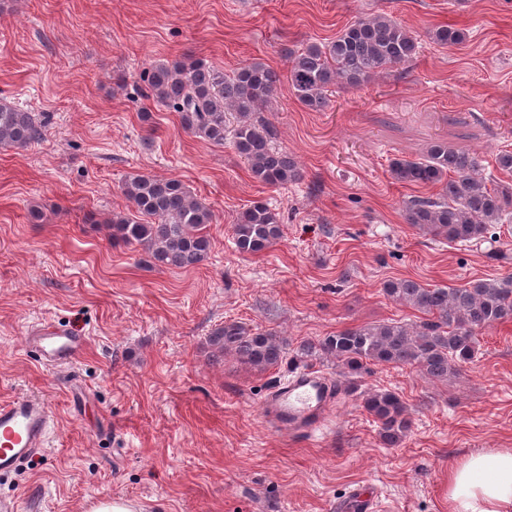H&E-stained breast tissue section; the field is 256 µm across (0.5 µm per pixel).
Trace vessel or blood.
Wrapping results in <instances>:
<instances>
[{"label":"vessel or blood","mask_w":512,"mask_h":512,"mask_svg":"<svg viewBox=\"0 0 512 512\" xmlns=\"http://www.w3.org/2000/svg\"><path fill=\"white\" fill-rule=\"evenodd\" d=\"M42 363L49 367L70 364L86 348L87 338L77 331L40 324L29 338ZM339 390L314 369H299L269 391L262 407L269 428L296 436H316L328 426ZM51 420L46 403L37 397L0 402V473L46 448Z\"/></svg>","instance_id":"obj_1"}]
</instances>
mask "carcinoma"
Returning a JSON list of instances; mask_svg holds the SVG:
<instances>
[{
    "instance_id": "carcinoma-1",
    "label": "carcinoma",
    "mask_w": 512,
    "mask_h": 512,
    "mask_svg": "<svg viewBox=\"0 0 512 512\" xmlns=\"http://www.w3.org/2000/svg\"><path fill=\"white\" fill-rule=\"evenodd\" d=\"M466 37L465 31L451 26H439L431 34L440 46L459 45ZM421 51L418 36L393 17L361 16L330 42H311L288 52V88L301 105L321 112L329 106L333 88H358L381 71L412 61ZM147 82L148 97L177 112L186 132L217 146L231 139L256 182L280 188L301 178L292 156L271 145L272 129L258 117L280 87L279 75L265 64L247 63L226 75L205 59L187 58L151 65ZM42 132L43 122L35 113L0 101V149H26ZM390 175L401 184L437 189L429 197L403 202L406 223L435 238L479 240L488 225L512 216V186L485 172L467 149L436 144L424 158L393 160ZM121 192L131 210L112 215L113 238L142 247L161 268H192L207 258L211 243L205 229L213 222V212L180 180L132 174ZM281 236L279 214L261 200L239 212L233 224L234 243L242 254L264 251ZM382 291L388 299L422 313V321L346 328L301 342L296 357L332 358L353 379L373 366L393 365L445 381L475 358L480 331L512 321V276L433 288L411 279H389ZM208 344L260 371L279 365L288 354L287 343L274 333L253 331L235 321L215 328ZM363 407L376 419L386 445L399 443L411 430L408 407L394 391L367 393Z\"/></svg>"
}]
</instances>
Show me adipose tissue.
Segmentation results:
<instances>
[{
  "mask_svg": "<svg viewBox=\"0 0 512 512\" xmlns=\"http://www.w3.org/2000/svg\"><path fill=\"white\" fill-rule=\"evenodd\" d=\"M449 512H512V448L472 455L448 472Z\"/></svg>",
  "mask_w": 512,
  "mask_h": 512,
  "instance_id": "ef3b65f1",
  "label": "adipose tissue"
}]
</instances>
